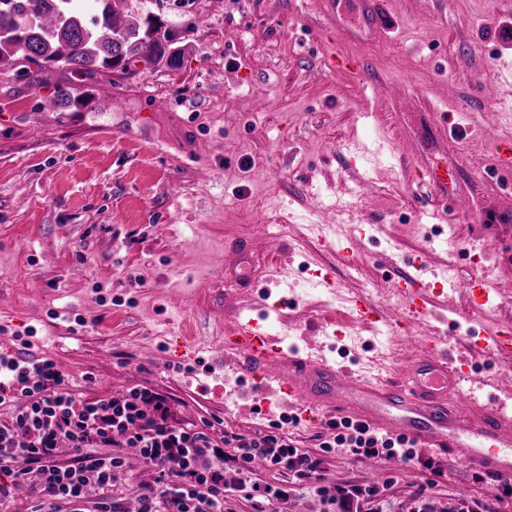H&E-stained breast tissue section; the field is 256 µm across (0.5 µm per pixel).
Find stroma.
<instances>
[{
  "mask_svg": "<svg viewBox=\"0 0 512 512\" xmlns=\"http://www.w3.org/2000/svg\"><path fill=\"white\" fill-rule=\"evenodd\" d=\"M179 33L170 69L134 61L128 73L85 75L27 65L0 70V354L53 359L79 396L143 385L181 420L221 418L253 431L283 410L255 409L258 386L225 364L238 314L265 318L286 347L358 375L396 377L414 357L390 277L453 272L503 289L486 323L512 315V177L493 148L512 138L487 86L512 100L499 63L512 61V0H387L397 24L383 40L341 42L381 86L371 94L331 69L317 0H132ZM84 98L52 103L57 87ZM459 173L473 212L449 214L420 176ZM373 189H362L365 177ZM359 234L351 271L330 228ZM499 250L472 262L479 236ZM244 239L248 249H231ZM328 270L336 292L312 275ZM364 295L393 330L360 325ZM289 306L270 307L280 297ZM83 325H76V318ZM174 336L195 337L198 361H166ZM434 453L447 480L435 512L485 498L479 468ZM329 482L378 487L411 507L421 465L353 464L326 456Z\"/></svg>",
  "mask_w": 512,
  "mask_h": 512,
  "instance_id": "stroma-1",
  "label": "stroma"
}]
</instances>
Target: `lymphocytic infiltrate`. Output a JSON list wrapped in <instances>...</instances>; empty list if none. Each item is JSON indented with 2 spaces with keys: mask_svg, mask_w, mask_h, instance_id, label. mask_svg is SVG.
<instances>
[{
  "mask_svg": "<svg viewBox=\"0 0 512 512\" xmlns=\"http://www.w3.org/2000/svg\"><path fill=\"white\" fill-rule=\"evenodd\" d=\"M2 406L12 413L0 421V505L27 471L36 476L31 512H84L92 485L100 491L94 512H127L120 489L129 482L137 488V512H238L241 500L252 512H279L280 503L301 487L313 489L337 512H353L357 502L379 505L375 489L326 482L325 456L333 448L355 463L396 458L424 463L435 477L444 475L407 438L348 419L328 421V433H316L310 449L277 424L253 432L231 429L217 440L210 421L184 424L172 401L152 388L136 385L108 397L75 395L67 375L43 357L0 356ZM63 441L70 447L65 459L58 452ZM133 456L148 479L132 470ZM20 459L26 471L15 470ZM260 464L284 474L285 484L262 482L256 476Z\"/></svg>",
  "mask_w": 512,
  "mask_h": 512,
  "instance_id": "1",
  "label": "lymphocytic infiltrate"
}]
</instances>
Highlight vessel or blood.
Segmentation results:
<instances>
[{
    "instance_id": "b4317fda",
    "label": "vessel or blood",
    "mask_w": 512,
    "mask_h": 512,
    "mask_svg": "<svg viewBox=\"0 0 512 512\" xmlns=\"http://www.w3.org/2000/svg\"><path fill=\"white\" fill-rule=\"evenodd\" d=\"M384 0H360L353 21L340 18L336 0H321L323 16L336 32L350 41L385 34L394 27L383 9ZM436 196L457 212L468 202L449 185L439 167L427 172ZM393 291L407 316L431 321L421 350L400 382L374 385L349 376L345 369L321 357L284 349L263 320L237 316L224 338L226 356L239 372L289 406L312 413H339L379 431L405 436L420 448H457L463 464L489 466L502 479L512 481V406L484 397L472 385L466 363L453 360L447 350L448 319L434 315L435 291L422 278H396ZM469 312L478 315L489 300L482 280L467 283ZM469 349L489 360L512 357V322H500L492 335L467 337ZM465 397V406L456 398Z\"/></svg>"
}]
</instances>
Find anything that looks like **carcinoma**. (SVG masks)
Instances as JSON below:
<instances>
[{
	"instance_id": "obj_1",
	"label": "carcinoma",
	"mask_w": 512,
	"mask_h": 512,
	"mask_svg": "<svg viewBox=\"0 0 512 512\" xmlns=\"http://www.w3.org/2000/svg\"><path fill=\"white\" fill-rule=\"evenodd\" d=\"M175 40L159 16L135 12L131 0H0V70L23 60L82 74L137 59L173 68L181 55ZM79 104L70 88L56 89L55 106Z\"/></svg>"
}]
</instances>
